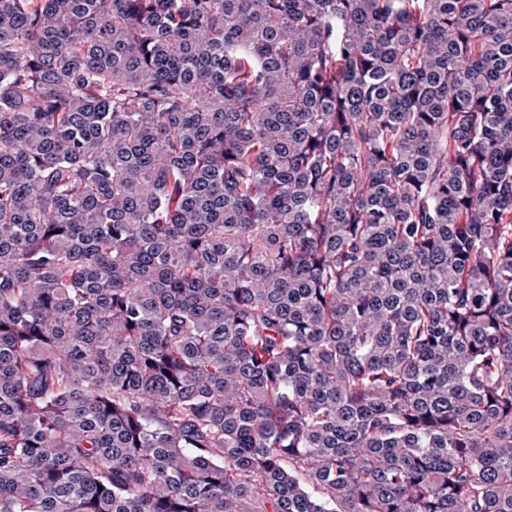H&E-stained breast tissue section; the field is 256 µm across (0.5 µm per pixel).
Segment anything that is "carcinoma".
Wrapping results in <instances>:
<instances>
[{
    "mask_svg": "<svg viewBox=\"0 0 512 512\" xmlns=\"http://www.w3.org/2000/svg\"><path fill=\"white\" fill-rule=\"evenodd\" d=\"M0 512H512V0H0Z\"/></svg>",
    "mask_w": 512,
    "mask_h": 512,
    "instance_id": "obj_1",
    "label": "carcinoma"
}]
</instances>
